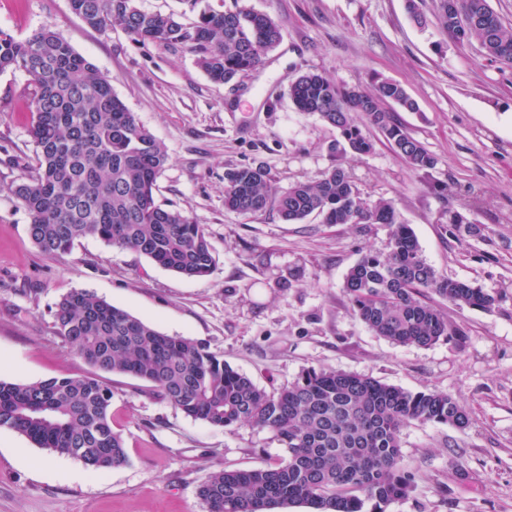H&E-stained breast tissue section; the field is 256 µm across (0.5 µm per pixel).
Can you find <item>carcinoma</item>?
Here are the masks:
<instances>
[{"label": "carcinoma", "instance_id": "carcinoma-1", "mask_svg": "<svg viewBox=\"0 0 512 512\" xmlns=\"http://www.w3.org/2000/svg\"><path fill=\"white\" fill-rule=\"evenodd\" d=\"M181 2L195 14L190 23L146 12L137 0H69L72 12L93 29L120 28L138 43L190 50L217 83L257 69L283 40L269 14L240 0L222 10L202 0ZM438 19L455 42H476L485 58L512 69V26L501 22L488 0H439ZM14 70L33 80L28 133L37 164L12 188L29 216L32 243L57 256L94 236L184 277L210 275L216 259L203 226L156 201L157 179L168 162L164 145L113 92L110 79L49 27L21 39L0 30V73ZM290 96L298 111L338 129L356 154L373 147L357 124L359 116L413 169L437 164L386 109L388 103L417 109L396 82L348 87L306 72L291 84ZM273 202L288 223L316 214L324 224L389 227L386 249L351 266L344 288L356 315L394 344L430 346L463 335L430 301L432 295L458 306L494 305L483 289L428 264L392 202L368 203L340 164L282 193L260 166L226 174V211L250 216ZM449 223L459 232H479L458 211ZM53 319L90 371L34 383L0 379V429L94 471L121 467L129 457L112 429V387L103 377L112 373L146 383L187 417L215 428L267 430L287 448L288 456L273 466L211 472L197 488L205 512H276L299 504L313 512H385L413 486V475L401 465L404 428L412 422L460 429L468 424L463 407L448 393H412L343 371L311 368L270 394L204 344L162 334L88 291L61 297Z\"/></svg>", "mask_w": 512, "mask_h": 512}]
</instances>
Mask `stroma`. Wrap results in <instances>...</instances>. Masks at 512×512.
I'll use <instances>...</instances> for the list:
<instances>
[{
    "instance_id": "1",
    "label": "stroma",
    "mask_w": 512,
    "mask_h": 512,
    "mask_svg": "<svg viewBox=\"0 0 512 512\" xmlns=\"http://www.w3.org/2000/svg\"><path fill=\"white\" fill-rule=\"evenodd\" d=\"M268 13L283 40L231 84L212 82L185 48L140 44L101 32L69 0H0V29L23 38L49 24L112 83L113 91L166 148L158 203L189 212L213 248L211 275L188 279L99 238L60 257L32 244L29 217L12 186L36 164L28 135L31 77L0 73V378L22 383L81 375L87 365L54 328L53 311L73 290L94 293L166 335L208 345L258 387L274 392L304 370H341L410 392L454 396L469 423L414 422L402 435V465L415 487L386 512H512V69L477 44L448 38L436 0H242ZM314 71L346 86L387 79L417 102L397 110L436 157L412 169L373 128L357 155L339 131L297 111L290 85ZM342 164L369 202L394 203L439 273L495 298L481 310L442 302L462 341L399 346L354 313L349 268L384 249L382 224L284 222L276 209L240 216L224 208V175L263 167L278 190L314 181ZM457 210L481 233L450 235ZM112 428L125 466L101 473L0 429V512H204L197 488L212 471L273 465L286 457L274 435L224 430L186 417L145 384L110 375Z\"/></svg>"
}]
</instances>
